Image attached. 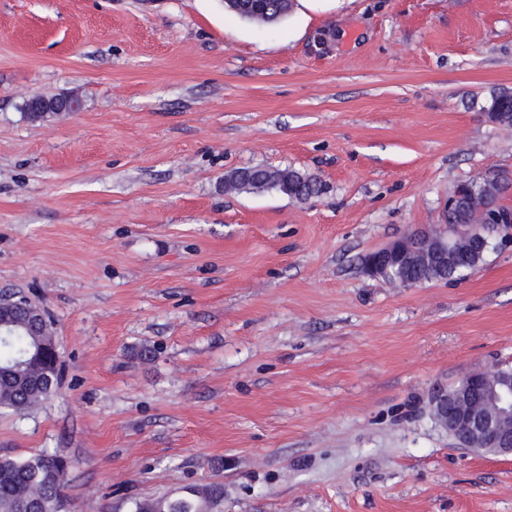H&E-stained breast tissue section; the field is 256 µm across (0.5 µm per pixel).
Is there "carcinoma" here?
I'll use <instances>...</instances> for the list:
<instances>
[{
  "mask_svg": "<svg viewBox=\"0 0 512 512\" xmlns=\"http://www.w3.org/2000/svg\"><path fill=\"white\" fill-rule=\"evenodd\" d=\"M292 0H264L257 7L254 0H233L225 9L240 18L260 25H272L284 19L292 10ZM486 112L507 115L499 122L502 130H512V94L492 95L484 107ZM230 192L257 193L275 190L297 202H305L323 191L320 179L295 168L269 166L238 168L224 179ZM26 298L0 300V368L12 373L0 375V408L22 412L35 403L56 393L55 364L47 361L44 352L34 354L37 343H49L53 336L52 323L29 305L31 318H26L18 304ZM62 457L43 451L25 460L0 457V512H24L29 507L37 512H61V492L65 478L60 475ZM221 485L188 487L178 494L139 502L135 512H213L219 506Z\"/></svg>",
  "mask_w": 512,
  "mask_h": 512,
  "instance_id": "1",
  "label": "carcinoma"
}]
</instances>
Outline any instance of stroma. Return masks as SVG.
I'll list each match as a JSON object with an SVG mask.
<instances>
[{
  "label": "stroma",
  "instance_id": "1",
  "mask_svg": "<svg viewBox=\"0 0 512 512\" xmlns=\"http://www.w3.org/2000/svg\"><path fill=\"white\" fill-rule=\"evenodd\" d=\"M512 0H0V295L53 322L58 391L0 408V456L70 467L63 512L189 485L220 512H512V457L429 399L512 366V245L412 288L365 254L512 173ZM78 112L30 121L29 97ZM291 167L324 192L230 194ZM254 0H235L226 4L225 9L249 22L272 25L284 19L292 10L293 1L264 0L262 7H256ZM484 112L506 114L507 118L499 122L497 127L502 130H512V94L499 92L492 95L490 102L484 107ZM224 188L249 193L275 190L297 202H305L323 191L322 182L314 174L291 167L279 169L261 165L230 172L224 179Z\"/></svg>",
  "mask_w": 512,
  "mask_h": 512
}]
</instances>
